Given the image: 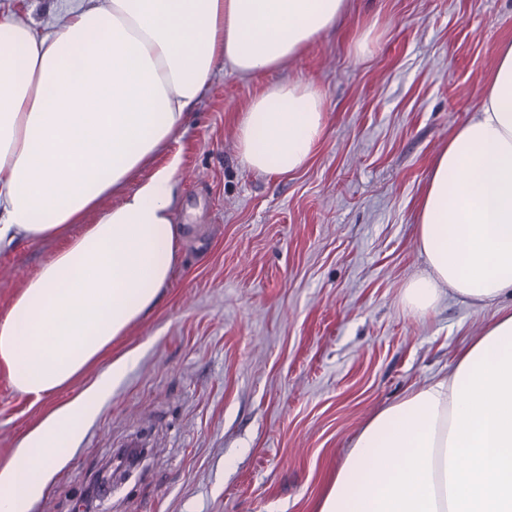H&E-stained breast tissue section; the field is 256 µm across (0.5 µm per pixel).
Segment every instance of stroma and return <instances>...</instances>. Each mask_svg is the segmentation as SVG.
Wrapping results in <instances>:
<instances>
[{
    "label": "stroma",
    "mask_w": 512,
    "mask_h": 512,
    "mask_svg": "<svg viewBox=\"0 0 512 512\" xmlns=\"http://www.w3.org/2000/svg\"><path fill=\"white\" fill-rule=\"evenodd\" d=\"M67 4L0 0V18L49 32ZM508 41L512 0H350L279 69L216 74L169 147L182 228L171 284L113 342V357L135 360L29 512H78L89 491L90 512H316L367 420L447 373L496 315L449 296L422 317L401 294L425 268L415 228L429 171L478 112ZM288 80L324 94L325 136L302 170L252 173L238 120L259 90ZM60 245L0 254V317ZM96 374L37 400L0 368V465ZM135 440L146 460L95 495L115 449Z\"/></svg>",
    "instance_id": "1"
}]
</instances>
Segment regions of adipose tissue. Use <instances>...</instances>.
Segmentation results:
<instances>
[{
    "label": "adipose tissue",
    "mask_w": 512,
    "mask_h": 512,
    "mask_svg": "<svg viewBox=\"0 0 512 512\" xmlns=\"http://www.w3.org/2000/svg\"><path fill=\"white\" fill-rule=\"evenodd\" d=\"M347 0H71L41 35L0 20V253L65 238L0 318V367L20 393L85 392L52 409L0 466V512H28L132 356L112 343L159 302L177 260L178 155L168 149L217 70L276 68L332 28ZM312 84L264 87L242 113L247 170L302 169L324 134ZM165 164L142 181L151 158ZM121 193L118 204L105 200ZM81 225L68 237L67 225ZM425 271L403 290L414 312L446 296L475 306L512 295V42L484 102L449 138L416 226ZM318 512H512V307L500 308L450 373L377 411Z\"/></svg>",
    "instance_id": "ef3b65f1"
}]
</instances>
